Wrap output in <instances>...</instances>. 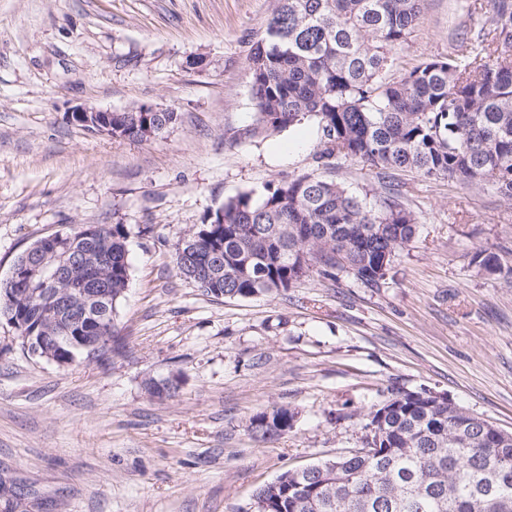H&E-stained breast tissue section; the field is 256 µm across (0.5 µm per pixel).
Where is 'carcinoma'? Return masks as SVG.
I'll return each instance as SVG.
<instances>
[{
    "label": "carcinoma",
    "instance_id": "obj_1",
    "mask_svg": "<svg viewBox=\"0 0 512 512\" xmlns=\"http://www.w3.org/2000/svg\"><path fill=\"white\" fill-rule=\"evenodd\" d=\"M422 0H278L248 58L258 129L278 133L318 119L325 155L359 160L386 175L400 168L464 184L487 183L512 200V0H493V23L470 38L491 43L486 54L431 59L389 76L392 47L407 39ZM177 113H112V137L158 136ZM416 219L395 195L366 199L309 176L243 193L209 214L176 245V265L215 298L247 299L285 292L311 273L340 269L379 287L415 235ZM124 225L103 227L76 249L95 253L108 290L107 325L129 281ZM473 263L512 276L497 256ZM0 312L15 322L21 344L33 328L67 329L36 298L17 299L0 283ZM81 356L68 344L53 353L59 367ZM177 377L152 380L148 391L174 396ZM294 412L277 407L248 421L260 439L288 432ZM470 413L432 393L390 389L368 414L363 446L279 475L261 487L245 512H512V444L486 454L494 441Z\"/></svg>",
    "mask_w": 512,
    "mask_h": 512
}]
</instances>
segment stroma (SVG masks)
<instances>
[{
    "mask_svg": "<svg viewBox=\"0 0 512 512\" xmlns=\"http://www.w3.org/2000/svg\"><path fill=\"white\" fill-rule=\"evenodd\" d=\"M278 0H0V279L38 238L124 225L130 277L109 360L28 354L0 315V512H240L280 474L361 447L391 386L428 390L512 433V200L491 185L324 158L309 117L255 133L247 58ZM491 0H423L395 70L468 53ZM178 118L142 141L69 120L79 106ZM310 175L375 201L397 189L416 234L377 288L310 275L215 298L174 246L225 200ZM177 374L176 397L148 380ZM286 407L261 442L251 416ZM294 412L286 407H277L250 417L248 430L260 439H270L288 432L292 427Z\"/></svg>",
    "mask_w": 512,
    "mask_h": 512,
    "instance_id": "obj_1",
    "label": "stroma"
}]
</instances>
